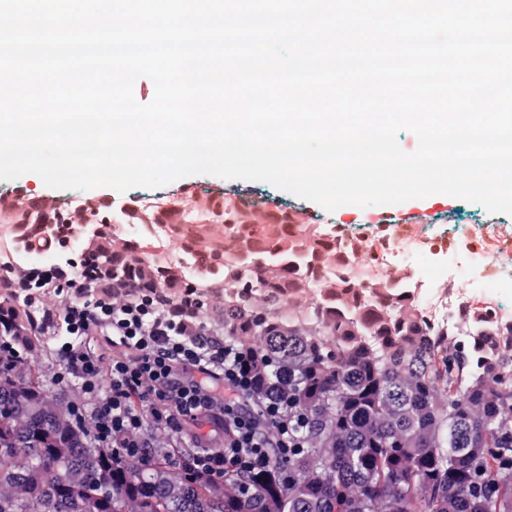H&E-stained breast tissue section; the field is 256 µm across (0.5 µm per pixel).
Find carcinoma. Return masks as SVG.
Here are the masks:
<instances>
[{
	"label": "carcinoma",
	"instance_id": "obj_1",
	"mask_svg": "<svg viewBox=\"0 0 512 512\" xmlns=\"http://www.w3.org/2000/svg\"><path fill=\"white\" fill-rule=\"evenodd\" d=\"M84 232L88 280L150 292L197 289L216 335L254 378L247 407L288 403L298 447L240 477L198 472L192 451L158 436L148 462L97 444L80 395L31 307L0 300V512H512V322L492 303L462 309L465 331L425 313L404 276L356 277L388 244L357 245L283 211L266 224L232 198L165 223L163 210ZM224 220V225L216 222ZM17 209L14 254L63 247ZM172 241L195 272L153 259L141 241ZM341 262L327 273L336 253ZM369 287L361 286L362 281Z\"/></svg>",
	"mask_w": 512,
	"mask_h": 512
}]
</instances>
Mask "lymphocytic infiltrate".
<instances>
[{
    "label": "lymphocytic infiltrate",
    "instance_id": "lymphocytic-infiltrate-1",
    "mask_svg": "<svg viewBox=\"0 0 512 512\" xmlns=\"http://www.w3.org/2000/svg\"><path fill=\"white\" fill-rule=\"evenodd\" d=\"M10 283L16 296L39 308L38 328L63 336L59 377L79 382L82 409L100 445L143 455L150 445L143 433L148 422L192 444L195 469L217 477L228 467L247 473L266 466L270 449L291 448L287 405H265L272 430L257 424L243 403L252 383L243 357L197 319L193 292L171 306L147 294L92 287L85 275L56 267L24 268ZM92 334L103 336L111 358L86 349L84 339ZM218 387L223 396L215 395ZM191 422L231 427L233 438L209 448L205 435L186 434Z\"/></svg>",
    "mask_w": 512,
    "mask_h": 512
}]
</instances>
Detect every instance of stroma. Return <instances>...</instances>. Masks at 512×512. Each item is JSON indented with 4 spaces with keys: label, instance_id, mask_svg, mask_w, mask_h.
Wrapping results in <instances>:
<instances>
[{
    "label": "stroma",
    "instance_id": "stroma-1",
    "mask_svg": "<svg viewBox=\"0 0 512 512\" xmlns=\"http://www.w3.org/2000/svg\"><path fill=\"white\" fill-rule=\"evenodd\" d=\"M223 188L243 200L260 199L274 209L288 210L304 224H328L339 230L380 236L381 219L406 225L409 237L423 246L439 239L462 243H480L485 250L512 256V216L489 213L482 205L454 197L437 200L434 197L414 199L394 205H373L360 208L344 205L326 211L318 204L278 190L261 181L227 180L211 175H191L176 180L156 191L145 188L131 189L130 195L144 199L156 194L160 199L185 198L207 195L211 190Z\"/></svg>",
    "mask_w": 512,
    "mask_h": 512
}]
</instances>
